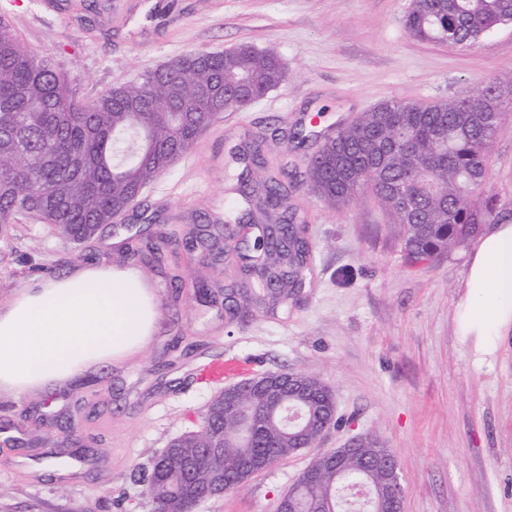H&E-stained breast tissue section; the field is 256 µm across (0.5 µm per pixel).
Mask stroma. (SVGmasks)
I'll list each match as a JSON object with an SVG mask.
<instances>
[{"label": "stroma", "mask_w": 512, "mask_h": 512, "mask_svg": "<svg viewBox=\"0 0 512 512\" xmlns=\"http://www.w3.org/2000/svg\"><path fill=\"white\" fill-rule=\"evenodd\" d=\"M0 0L24 45L59 64L79 99H95L192 50L240 44L274 50L287 81L242 111L217 117L143 190L155 223L102 227L80 245L27 213L0 237V307L35 276L89 265L134 267L153 288L159 318L132 360L58 384L53 395L0 397V512H152L133 471L150 470L170 442L201 430L222 385L269 371L325 382L334 422L316 447L278 461L238 491L195 512H277L315 456L372 435L396 456L403 512H512V331L480 355L458 332L473 241L441 258L409 262L400 228L370 193L333 206L306 182L293 131L320 114L339 128L391 101L433 102L496 82L512 101V25L472 49L422 41L404 27L413 0ZM260 137L268 173L287 178L289 203L311 246L305 286L288 299L230 313L253 277L223 254L201 257L182 241L204 219L234 220L239 146ZM496 198L512 219V108L472 198ZM163 234L161 263L128 258ZM209 268L206 288L197 272ZM180 279V291L169 283ZM224 363L223 384L199 372ZM63 456L54 470L36 461Z\"/></svg>", "instance_id": "35a3bbf8"}]
</instances>
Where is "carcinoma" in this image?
I'll list each match as a JSON object with an SVG mask.
<instances>
[{"label": "carcinoma", "instance_id": "obj_1", "mask_svg": "<svg viewBox=\"0 0 512 512\" xmlns=\"http://www.w3.org/2000/svg\"><path fill=\"white\" fill-rule=\"evenodd\" d=\"M509 24L512 0H413L405 17L413 37L467 48ZM284 79L276 54L240 44L189 51L170 68L82 101L57 65L27 50L0 21V234L27 210L70 239L90 237L114 208L191 148L212 122L221 90L244 82L249 98L259 99ZM496 91L490 82L476 96L378 105L323 140L307 159L306 179L333 205L372 192L400 224L408 260L446 255L495 218L494 198L478 208L470 195L485 179L488 149L504 118ZM288 195L287 183L268 178L256 202L267 225L256 243L261 263L255 277L275 301L302 286L310 255ZM293 376L296 386L283 383L281 394L287 405L312 410L308 427L288 429L280 413L250 391L239 394L237 412L224 411L216 398L199 433L171 442L147 477L133 474L146 483L157 512H194L207 499L208 471L240 484L247 476L241 459L269 466L311 445L329 425L335 400L325 396L328 386L319 378ZM242 412L255 417L246 436L239 435ZM213 435L236 441L217 451ZM378 455L395 457L366 436L344 466L353 477L366 474L380 499L383 475L371 467ZM336 486V470L321 468L301 496L314 508L336 495Z\"/></svg>", "mask_w": 512, "mask_h": 512}]
</instances>
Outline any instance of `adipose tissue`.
I'll return each mask as SVG.
<instances>
[{
  "label": "adipose tissue",
  "mask_w": 512,
  "mask_h": 512,
  "mask_svg": "<svg viewBox=\"0 0 512 512\" xmlns=\"http://www.w3.org/2000/svg\"><path fill=\"white\" fill-rule=\"evenodd\" d=\"M456 307L459 333L494 354L512 329V224L492 226L468 265ZM157 302L133 269L88 266L31 280L0 308V396L50 391L96 367L139 353L157 323Z\"/></svg>",
  "instance_id": "1"
}]
</instances>
